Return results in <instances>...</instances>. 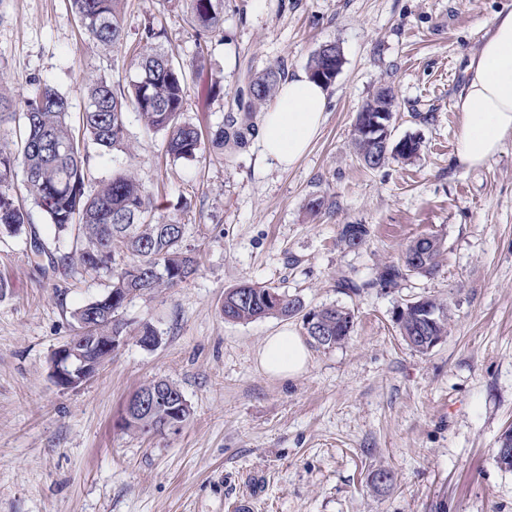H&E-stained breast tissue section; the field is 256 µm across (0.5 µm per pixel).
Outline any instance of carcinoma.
I'll list each match as a JSON object with an SVG mask.
<instances>
[{"instance_id": "obj_1", "label": "carcinoma", "mask_w": 512, "mask_h": 512, "mask_svg": "<svg viewBox=\"0 0 512 512\" xmlns=\"http://www.w3.org/2000/svg\"><path fill=\"white\" fill-rule=\"evenodd\" d=\"M81 27L95 42L119 48L126 41L122 13L123 0H69ZM192 21L199 32H214L224 24V0H185ZM162 30L146 26L143 45L130 59L137 76L125 91H117L112 79L99 76L86 87V102L81 113L79 133L71 124L70 103L48 83L36 84L24 99L22 111L13 100L0 93V122L15 123V148L0 147V184L16 171H21L23 185L33 204L48 217L55 235L69 238L75 244L83 271L109 279L108 290L96 300L76 308L72 317L79 326L89 328L92 336H154L148 324L130 329L123 319L127 301L135 296L151 295L162 288H173L198 267L197 259L185 245L186 225L159 212L153 194L133 175L116 173L97 181L96 189L86 192L92 179L86 151L92 143L103 152L127 151L130 148L127 127L128 111H134L143 129L160 133L166 152L175 161H192L203 154L205 142L199 129L184 118L187 94L185 68L170 58L158 44ZM334 67L330 57L314 52L308 62L310 77L329 87L330 77L322 74ZM283 73L271 66L250 78L247 86L248 105L245 117L237 112L224 115L215 135L217 145L239 148L247 142L253 125L244 124L253 110L270 102L277 94ZM362 122L354 125L353 144L360 160L376 169L389 161L408 162L420 155L421 142H411L409 154L387 155L371 148L363 137ZM29 223L27 211L16 205L9 192L0 188V230L19 231ZM368 229L364 224H346L340 242L352 247L354 239L364 244ZM422 240L410 242L398 262L383 264L377 276L359 282L345 276L338 287L356 294L364 288H395L411 275H433L440 267L442 242L427 249L420 257ZM271 288L242 284L224 292V319L250 322L268 317L302 315L305 330L312 342L321 347L344 343L354 327L355 315L341 306L306 309L297 296L278 293L280 302H266ZM441 318L434 327L419 319L412 310L399 316L401 336L414 351L425 354L426 347L418 337L431 332L448 335L449 306L432 299ZM167 415L158 405L150 415L135 416L130 424L120 421L121 429L145 434L144 425L160 422Z\"/></svg>"}]
</instances>
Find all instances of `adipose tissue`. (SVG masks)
Masks as SVG:
<instances>
[{"instance_id":"obj_1","label":"adipose tissue","mask_w":512,"mask_h":512,"mask_svg":"<svg viewBox=\"0 0 512 512\" xmlns=\"http://www.w3.org/2000/svg\"><path fill=\"white\" fill-rule=\"evenodd\" d=\"M465 72L467 84L456 103L461 114L456 156L462 166L476 167L512 135V10L495 16L490 35L469 58ZM326 103L324 87L308 74L288 77L262 116V160L292 166L317 135ZM258 362L267 374L288 379L306 370L310 353L300 336L282 329L267 337Z\"/></svg>"}]
</instances>
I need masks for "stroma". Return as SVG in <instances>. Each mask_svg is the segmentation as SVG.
<instances>
[{
	"label": "stroma",
	"mask_w": 512,
	"mask_h": 512,
	"mask_svg": "<svg viewBox=\"0 0 512 512\" xmlns=\"http://www.w3.org/2000/svg\"><path fill=\"white\" fill-rule=\"evenodd\" d=\"M512 0H224V26L198 34L180 0H125L119 51L88 37L67 0H0V92L23 100L32 80L84 107L89 77L127 83L146 25L184 64L186 120L210 133L237 111L250 77L306 69L326 41L344 65L327 89L326 118L292 167L260 159L261 139L173 160L163 135L129 116L132 153L89 147L94 177L131 170L163 214L187 226L199 268L178 286L130 300L123 316L158 332L126 337L85 384L51 376L55 348L76 332L73 311L108 286L59 263L57 241L21 176L9 181L30 217L0 233V512H227L251 495L256 512H512V471L496 462L512 426V136L476 168L455 154L465 65ZM398 108L394 138L422 140L419 158L364 166L353 146L358 112L379 87ZM324 207L309 212V199ZM347 224L370 233L339 243ZM442 239L438 272L396 288L370 280L417 237ZM256 283L310 308L355 313L348 340L311 347L305 372L279 379L257 355L301 317L225 320L224 292ZM447 302L448 334L421 354L403 340L398 305ZM179 385L191 414L179 433L118 426L126 398L156 379ZM394 473L373 488L372 470Z\"/></svg>",
	"instance_id": "1"
}]
</instances>
